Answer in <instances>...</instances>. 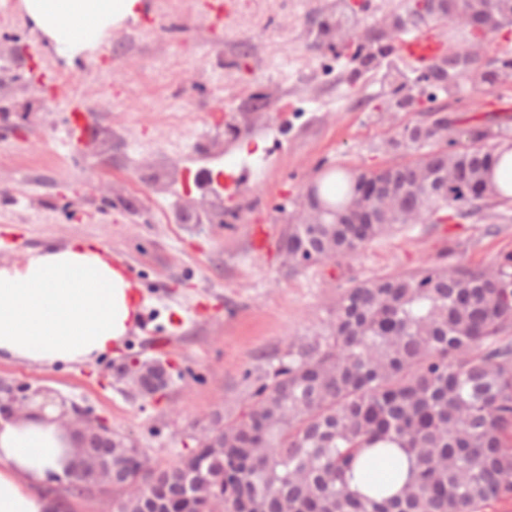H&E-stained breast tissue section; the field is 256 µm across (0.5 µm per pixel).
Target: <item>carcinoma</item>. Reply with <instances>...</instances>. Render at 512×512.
<instances>
[{
	"instance_id": "cac0c4a2",
	"label": "carcinoma",
	"mask_w": 512,
	"mask_h": 512,
	"mask_svg": "<svg viewBox=\"0 0 512 512\" xmlns=\"http://www.w3.org/2000/svg\"><path fill=\"white\" fill-rule=\"evenodd\" d=\"M491 27L512 19V0H460ZM472 129L469 144L425 152L402 178L385 224L293 223L279 250L298 264L359 253L415 210L479 222L512 201L492 181L498 159ZM322 200L342 211L360 198L352 171L334 170ZM224 422V454L193 448L150 466L169 497L192 495L195 512H483L512 495V256L494 267L459 262L355 280L320 331L288 348L239 398ZM88 436L91 465L112 464L116 501L126 512L148 504L125 483L140 463ZM394 445L409 462L397 494L376 499L351 488L347 474L366 451Z\"/></svg>"
}]
</instances>
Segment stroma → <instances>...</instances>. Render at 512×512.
Wrapping results in <instances>:
<instances>
[{
  "label": "stroma",
  "instance_id": "stroma-1",
  "mask_svg": "<svg viewBox=\"0 0 512 512\" xmlns=\"http://www.w3.org/2000/svg\"><path fill=\"white\" fill-rule=\"evenodd\" d=\"M223 2L144 0L137 17L70 57L34 30L21 0H0V232L14 237L0 239V265L84 240L122 260L141 306L112 353L53 367L0 360V379L104 419L153 465L176 462L214 415L234 416L246 372L318 330L352 280L449 253L471 266L512 255V220L434 218L337 262L289 263L278 242L308 183L331 168L407 160L389 141L430 110L446 109L464 132H512V79L463 78L448 96L416 84L418 67L398 52L366 65L356 37L328 45L318 30L336 0H233L227 13ZM258 93L270 100L260 116L248 110ZM71 98L95 151L71 138ZM240 162L248 183L231 200L221 176ZM201 200L223 202L222 219L175 223V205ZM132 359L171 364L159 398L119 374Z\"/></svg>",
  "mask_w": 512,
  "mask_h": 512
}]
</instances>
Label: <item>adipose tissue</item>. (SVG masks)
<instances>
[{"label":"adipose tissue","mask_w":512,"mask_h":512,"mask_svg":"<svg viewBox=\"0 0 512 512\" xmlns=\"http://www.w3.org/2000/svg\"><path fill=\"white\" fill-rule=\"evenodd\" d=\"M22 8L38 32L73 55L135 16L141 0H22ZM138 311L126 267L106 249L80 240L49 247L22 265H0V359L43 367L94 360L121 345ZM75 445L56 408L0 417V512H63L48 478L73 471ZM407 469L400 452H369L351 485L366 491L383 481L394 492Z\"/></svg>","instance_id":"1"}]
</instances>
